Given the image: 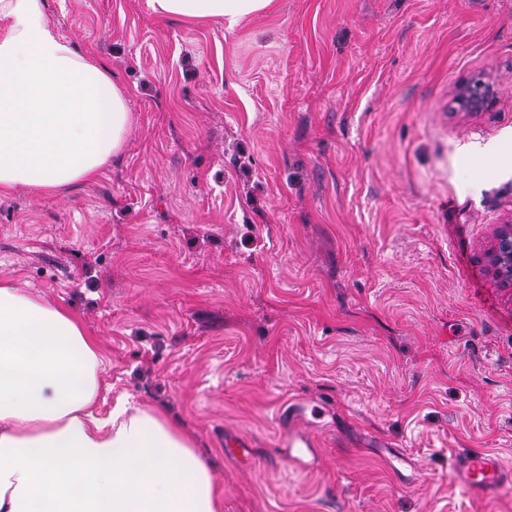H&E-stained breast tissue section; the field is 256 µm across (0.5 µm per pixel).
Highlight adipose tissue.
I'll use <instances>...</instances> for the list:
<instances>
[{"label":"adipose tissue","mask_w":512,"mask_h":512,"mask_svg":"<svg viewBox=\"0 0 512 512\" xmlns=\"http://www.w3.org/2000/svg\"><path fill=\"white\" fill-rule=\"evenodd\" d=\"M231 30L273 0H149ZM128 93L56 31L43 0H0V191L95 181L124 148ZM107 360L68 309L0 279V512H220L194 442L159 409L92 408Z\"/></svg>","instance_id":"adipose-tissue-1"}]
</instances>
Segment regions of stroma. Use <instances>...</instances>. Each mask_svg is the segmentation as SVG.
I'll list each match as a JSON object with an SVG mask.
<instances>
[{
  "mask_svg": "<svg viewBox=\"0 0 512 512\" xmlns=\"http://www.w3.org/2000/svg\"><path fill=\"white\" fill-rule=\"evenodd\" d=\"M46 6L133 122L96 182L0 194V278L97 339L95 413L163 410L221 512H512V488L449 477L469 449L512 464V292L477 260L512 217V95L454 104L512 85V0H274L231 31L148 0ZM297 396L320 406L311 470L276 455ZM504 90L503 85L489 81L466 82L458 87L456 102L467 112H478L493 103Z\"/></svg>",
  "mask_w": 512,
  "mask_h": 512,
  "instance_id": "35a3bbf8",
  "label": "stroma"
}]
</instances>
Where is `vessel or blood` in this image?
I'll use <instances>...</instances> for the list:
<instances>
[{"mask_svg":"<svg viewBox=\"0 0 512 512\" xmlns=\"http://www.w3.org/2000/svg\"><path fill=\"white\" fill-rule=\"evenodd\" d=\"M308 408L309 404L305 401L289 403L288 429L278 440L284 460L298 469L306 468L309 458L318 454L319 443L311 435ZM450 478L472 499L480 501L495 497L505 487L512 485V470L495 452L468 450L454 457Z\"/></svg>","mask_w":512,"mask_h":512,"instance_id":"1","label":"vessel or blood"}]
</instances>
